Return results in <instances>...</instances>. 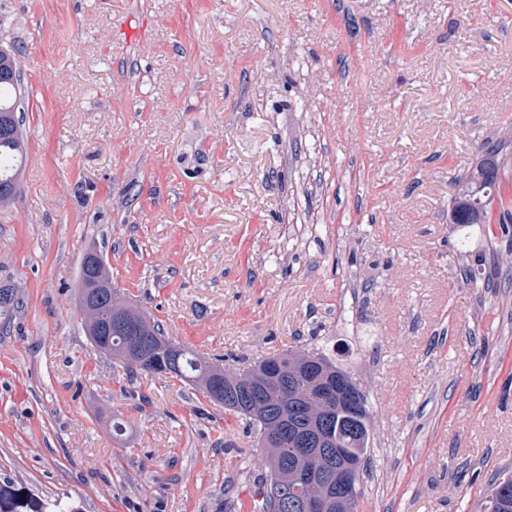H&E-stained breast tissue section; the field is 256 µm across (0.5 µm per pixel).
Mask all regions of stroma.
I'll list each match as a JSON object with an SVG mask.
<instances>
[{
  "label": "stroma",
  "instance_id": "obj_1",
  "mask_svg": "<svg viewBox=\"0 0 512 512\" xmlns=\"http://www.w3.org/2000/svg\"><path fill=\"white\" fill-rule=\"evenodd\" d=\"M3 42L25 51L30 161L0 212L23 302L0 482L74 512H249L244 421L87 340L93 251L227 371L303 345L359 379V512H487L512 477V276L470 277L448 215L512 126V0H0Z\"/></svg>",
  "mask_w": 512,
  "mask_h": 512
}]
</instances>
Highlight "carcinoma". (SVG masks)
<instances>
[{
	"label": "carcinoma",
	"instance_id": "obj_1",
	"mask_svg": "<svg viewBox=\"0 0 512 512\" xmlns=\"http://www.w3.org/2000/svg\"><path fill=\"white\" fill-rule=\"evenodd\" d=\"M24 53L13 47L0 48V209L16 200L23 164L29 157V142L22 129L23 109L17 95L22 81ZM512 143V128L494 127L484 138L485 152L469 173L455 185L449 223L462 231L473 224H489L492 205L498 203V224L512 234V199L501 189L505 146ZM78 312L90 343L104 348L103 354L123 361L132 371L178 378L210 400L211 384L219 378L224 385V410L246 420L261 447L265 448L262 469L255 484L251 512H275L269 488L281 471L288 432L310 434L319 426L308 412L313 394L329 378L336 364L328 357L305 350H287L273 360L279 363L277 384L268 380L264 360L244 374L233 375L193 348L174 343L165 336L159 321L131 303L116 283L104 261L93 252L81 262ZM23 303L15 288H0V319L11 322ZM263 398V412L248 414L241 398L245 388ZM331 435H340L344 450L364 472L372 432L371 414L334 413ZM490 502L498 512H512V480L493 487ZM48 504L25 488L5 481L0 484V512H46Z\"/></svg>",
	"mask_w": 512,
	"mask_h": 512
}]
</instances>
